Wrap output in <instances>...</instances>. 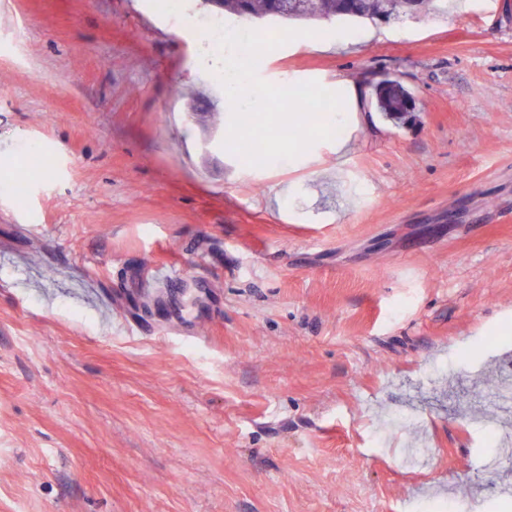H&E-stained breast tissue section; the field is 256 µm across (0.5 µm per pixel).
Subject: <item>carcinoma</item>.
I'll use <instances>...</instances> for the list:
<instances>
[{"label":"carcinoma","mask_w":512,"mask_h":512,"mask_svg":"<svg viewBox=\"0 0 512 512\" xmlns=\"http://www.w3.org/2000/svg\"><path fill=\"white\" fill-rule=\"evenodd\" d=\"M311 6L283 11L278 0H220L224 13L269 21H316L337 19L345 22H377L408 13L404 0H309ZM376 108L395 118L410 111L412 97L400 83L391 80L387 86L375 89Z\"/></svg>","instance_id":"cac0c4a2"}]
</instances>
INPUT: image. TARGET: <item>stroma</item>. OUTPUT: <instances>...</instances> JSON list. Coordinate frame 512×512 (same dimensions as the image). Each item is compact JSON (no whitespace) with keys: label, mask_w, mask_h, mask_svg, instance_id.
Masks as SVG:
<instances>
[{"label":"stroma","mask_w":512,"mask_h":512,"mask_svg":"<svg viewBox=\"0 0 512 512\" xmlns=\"http://www.w3.org/2000/svg\"><path fill=\"white\" fill-rule=\"evenodd\" d=\"M184 8L0 0V512H512V0L308 23L362 128L254 168ZM336 83L341 89V97L346 105L348 112H332L336 123L345 126L355 127L360 122L358 107L360 105L361 87L353 81L347 79H338ZM388 86L383 87L381 82L375 89V103L379 112L400 118L404 112H409L412 104L410 92L400 83L394 80L388 81Z\"/></svg>","instance_id":"stroma-1"}]
</instances>
